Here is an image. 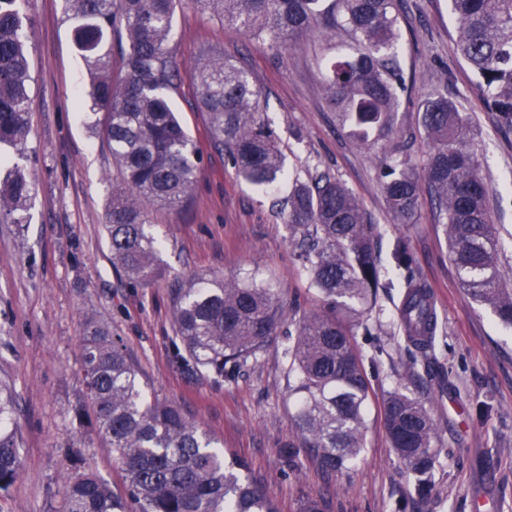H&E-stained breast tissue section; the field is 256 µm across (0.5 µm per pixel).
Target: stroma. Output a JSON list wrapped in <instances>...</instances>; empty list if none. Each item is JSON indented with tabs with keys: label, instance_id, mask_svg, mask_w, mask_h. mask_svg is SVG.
I'll list each match as a JSON object with an SVG mask.
<instances>
[{
	"label": "stroma",
	"instance_id": "stroma-1",
	"mask_svg": "<svg viewBox=\"0 0 512 512\" xmlns=\"http://www.w3.org/2000/svg\"><path fill=\"white\" fill-rule=\"evenodd\" d=\"M395 12L399 59L413 85L401 95L382 144L390 152L406 145L422 165L430 144L421 104L430 90H447L468 117V144L489 187L501 264L510 270L512 131L497 125L456 53L450 0H395ZM28 16L31 132L16 161L31 180L32 199L25 223H0V380L16 397L20 471L0 492V512H60L66 476L82 472L125 492L123 468L95 432L83 381L81 348L91 322L122 340L145 393L177 402L220 448L245 463V476L279 512H298L306 497L323 498L325 512H473L477 496L512 512V330L460 286L429 193L420 197L416 223H398L389 212L380 157L341 128L322 95L321 42L307 36L279 51L192 5L179 6L170 46L181 77L171 98L206 149L208 121L195 108L192 80L198 60L216 51L244 67L290 170H328L344 182L378 227L383 269L393 264L395 240L404 239L415 272L434 293L438 332L429 369L407 370L410 346L396 326L398 291L380 295L369 314L370 333L358 334L373 394L364 449L352 470L336 475L323 472L308 450H300L293 471L281 455L295 435L287 337L273 340L231 381L188 376L173 359L169 290L175 277H256L281 289L285 309L318 310L275 206L287 185L256 188L206 149L190 205L151 207L159 275L150 287H130L112 262L104 228L116 167L82 104L86 63L74 47L62 0H30ZM401 384L429 407L441 438L433 490L425 498L383 425L381 401Z\"/></svg>",
	"mask_w": 512,
	"mask_h": 512
}]
</instances>
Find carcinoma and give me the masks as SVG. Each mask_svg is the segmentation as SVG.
<instances>
[{
    "label": "carcinoma",
    "instance_id": "cac0c4a2",
    "mask_svg": "<svg viewBox=\"0 0 512 512\" xmlns=\"http://www.w3.org/2000/svg\"><path fill=\"white\" fill-rule=\"evenodd\" d=\"M182 0H63L64 13L86 62L83 104L102 115L119 181L112 183L106 233L113 264L130 284L151 286L159 244L149 209L188 203L202 161L170 99L179 70L168 47ZM394 0H191L197 9L241 29L255 41L286 49L317 30L328 41L336 30L350 41L321 59L323 89L343 126L383 154L382 191L401 224L418 216L422 185L407 157L386 155L380 138L393 127L399 96L407 90L398 55ZM459 21L457 49L500 127L512 131V0H450ZM28 0H0V144L17 151L30 133L31 75L27 53ZM120 44L119 74L112 42ZM198 108L211 122L209 145L227 157L237 176L268 188L289 184L280 202L294 250L322 312L295 308L290 318L266 282L197 274L170 289L176 359L201 377L232 379L288 324V392L295 398L294 440L284 458L295 466L307 448L327 473L347 471L364 447L370 384L357 329L380 293L402 288L396 307L414 349L413 362L432 349L437 322L429 287L412 271L406 243L393 257L398 281L382 274L376 226L359 199L327 171L303 179L291 174L277 137L261 119L260 92L249 73L210 53L193 73ZM421 124L432 142L425 180L448 242L459 283L474 303L512 328V288L500 264L497 225L476 154L465 143L468 118L445 91L424 101ZM31 184L20 170L0 184V219L24 221ZM86 387L95 427L123 464L128 499L117 497L92 474L68 480L62 512H278L275 503L242 476L245 464L224 457L215 439L170 401L149 400L130 357L98 324L82 343ZM16 399L0 383V491L18 474ZM391 447L426 495L439 435L430 411L398 385L383 401Z\"/></svg>",
    "mask_w": 512,
    "mask_h": 512
}]
</instances>
